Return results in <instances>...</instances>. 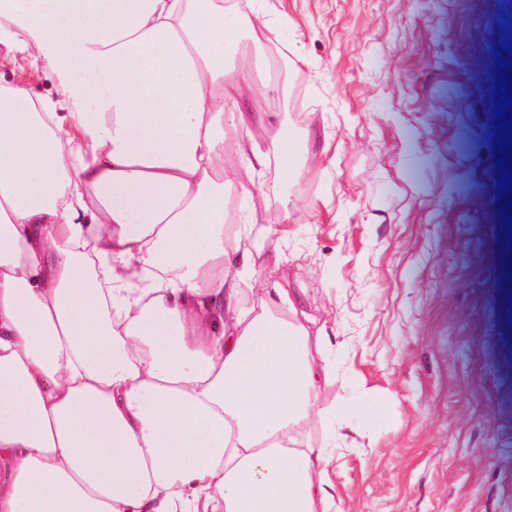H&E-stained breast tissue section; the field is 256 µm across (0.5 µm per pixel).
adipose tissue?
Segmentation results:
<instances>
[{"label":"adipose tissue","instance_id":"ef3b65f1","mask_svg":"<svg viewBox=\"0 0 512 512\" xmlns=\"http://www.w3.org/2000/svg\"><path fill=\"white\" fill-rule=\"evenodd\" d=\"M258 12L224 0H0V512H329L336 381L277 270L278 224L229 221L238 173L319 164L298 125L240 111ZM235 130L226 140L225 129ZM0 84L21 85L33 94L53 99L56 97L54 76L45 66L40 64L35 67L29 58H23L21 54H17L15 64L0 67Z\"/></svg>","mask_w":512,"mask_h":512}]
</instances>
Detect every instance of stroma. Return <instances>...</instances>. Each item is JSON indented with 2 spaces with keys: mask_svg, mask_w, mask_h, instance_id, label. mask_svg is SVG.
Returning <instances> with one entry per match:
<instances>
[{
  "mask_svg": "<svg viewBox=\"0 0 512 512\" xmlns=\"http://www.w3.org/2000/svg\"><path fill=\"white\" fill-rule=\"evenodd\" d=\"M246 39L278 68L240 104L298 123L312 113L316 168L270 166L232 189L237 214L288 225L281 288L305 289L310 331L342 399L378 396L328 468L332 512H512V258L496 207V40L512 0H251ZM305 57L301 72L292 67ZM0 84L55 97L30 59Z\"/></svg>",
  "mask_w": 512,
  "mask_h": 512,
  "instance_id": "1",
  "label": "stroma"
}]
</instances>
